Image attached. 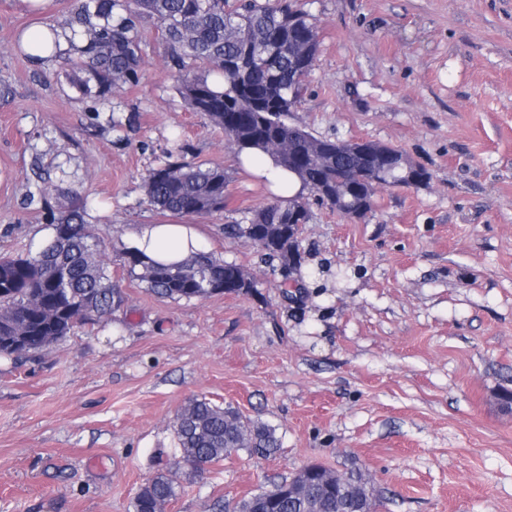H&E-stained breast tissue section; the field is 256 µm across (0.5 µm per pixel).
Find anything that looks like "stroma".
Listing matches in <instances>:
<instances>
[{
  "label": "stroma",
  "mask_w": 512,
  "mask_h": 512,
  "mask_svg": "<svg viewBox=\"0 0 512 512\" xmlns=\"http://www.w3.org/2000/svg\"><path fill=\"white\" fill-rule=\"evenodd\" d=\"M85 2L0 0V254H35L79 208L127 302L0 358V512H132L195 397L275 426L281 446L178 477L168 512H214L315 462L369 474L381 512H512V0H300L320 45L289 123L388 144L431 177L380 189L361 220L311 202L293 288L225 236L273 195L186 105L156 23L139 83L104 107L78 52L27 58L19 35L73 27ZM179 143L224 169V211L196 224L247 292L163 299L128 272L139 225L184 221L144 183Z\"/></svg>",
  "instance_id": "35a3bbf8"
}]
</instances>
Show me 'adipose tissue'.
Wrapping results in <instances>:
<instances>
[{"label": "adipose tissue", "mask_w": 512, "mask_h": 512, "mask_svg": "<svg viewBox=\"0 0 512 512\" xmlns=\"http://www.w3.org/2000/svg\"><path fill=\"white\" fill-rule=\"evenodd\" d=\"M23 46L33 64L46 65L69 49V34L56 26H34L25 32ZM134 241L147 257L167 265L181 263L201 246L198 230L189 224H144Z\"/></svg>", "instance_id": "adipose-tissue-1"}]
</instances>
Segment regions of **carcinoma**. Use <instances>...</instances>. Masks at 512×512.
<instances>
[{"instance_id":"cac0c4a2","label":"carcinoma","mask_w":512,"mask_h":512,"mask_svg":"<svg viewBox=\"0 0 512 512\" xmlns=\"http://www.w3.org/2000/svg\"><path fill=\"white\" fill-rule=\"evenodd\" d=\"M159 26L169 50L178 90L195 112H203L230 133L236 154L259 150L293 173L315 199L350 219H362L375 205L374 185L417 187L429 172L412 161L395 166L403 154L390 145L365 144L366 151L336 153V141L317 138L288 123V113L302 102L318 51L312 16L295 0H90L76 17L84 57L82 67L94 85L83 90L99 104L112 87L139 82L143 66L141 25ZM205 68L185 72L186 60ZM285 141L281 156L270 145ZM224 169L168 161L149 171L146 195L151 206L177 215H206L227 204ZM309 202L298 193L252 212L246 224H226L224 233L260 248L281 269L299 260V227L309 222ZM78 210L54 220L53 235L36 256H0V357L5 336H25L35 352L64 340L77 326L93 325L123 308L126 297L82 232ZM129 272L160 298L203 299L211 289L226 293L252 287L241 267L199 251L176 265L155 262L128 250ZM172 429L182 461V474L194 478V464L208 465L245 451L267 456L279 447L276 429L254 422L232 406L207 398L188 401L176 413ZM325 483L308 484L302 474L283 480L217 512H378L380 501L365 491L366 503L345 498L340 485L359 476L321 467ZM178 485L171 469L157 473L140 487L133 512H156L171 502Z\"/></svg>"}]
</instances>
